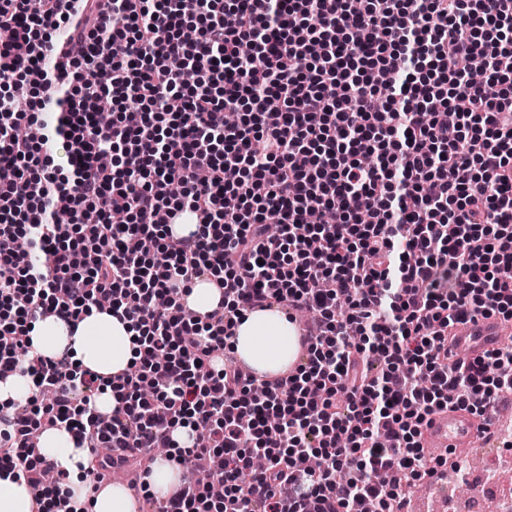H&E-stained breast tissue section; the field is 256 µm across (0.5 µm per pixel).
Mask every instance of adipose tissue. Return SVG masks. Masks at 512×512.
Wrapping results in <instances>:
<instances>
[{"label": "adipose tissue", "mask_w": 512, "mask_h": 512, "mask_svg": "<svg viewBox=\"0 0 512 512\" xmlns=\"http://www.w3.org/2000/svg\"><path fill=\"white\" fill-rule=\"evenodd\" d=\"M136 331L128 320L91 310L77 328L50 318L35 322L30 334L34 350L48 355L69 354L72 360L101 375L127 369L135 359ZM238 356L259 372L276 373L287 368L296 347V330L278 311L247 314L233 338ZM43 453L58 462L64 472L60 494L72 495L87 512H135L134 495L126 486L95 487L85 472L87 448L77 446L72 434L51 429L42 436Z\"/></svg>", "instance_id": "adipose-tissue-1"}]
</instances>
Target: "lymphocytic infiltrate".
I'll use <instances>...</instances> for the list:
<instances>
[{
  "mask_svg": "<svg viewBox=\"0 0 512 512\" xmlns=\"http://www.w3.org/2000/svg\"><path fill=\"white\" fill-rule=\"evenodd\" d=\"M108 2L0 0V372L54 393L0 405V469L43 505L60 470L30 437L63 429L106 449L87 476L144 493L145 458L188 426L192 476L160 512L214 501L202 471L217 512H401L461 464L423 447L432 417L512 392L511 347L460 360L451 337L512 321V0ZM473 56L483 81L457 66ZM202 277L220 301L201 315ZM276 303L314 324L304 363L259 380L232 338ZM93 308L134 321V372L33 350L36 321ZM186 300L190 308L202 315L216 307L220 293L207 281L195 280L190 284V293Z\"/></svg>",
  "mask_w": 512,
  "mask_h": 512,
  "instance_id": "obj_1",
  "label": "lymphocytic infiltrate"
}]
</instances>
